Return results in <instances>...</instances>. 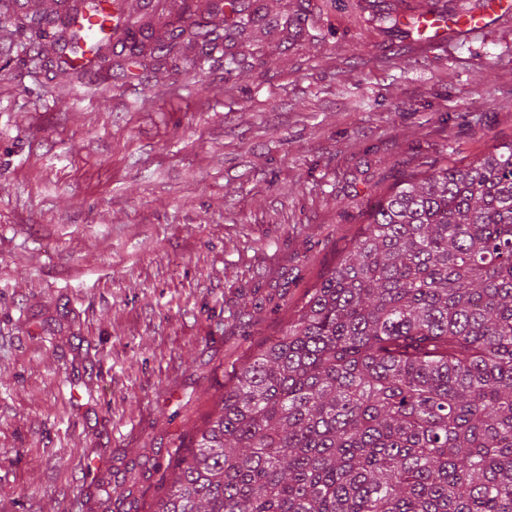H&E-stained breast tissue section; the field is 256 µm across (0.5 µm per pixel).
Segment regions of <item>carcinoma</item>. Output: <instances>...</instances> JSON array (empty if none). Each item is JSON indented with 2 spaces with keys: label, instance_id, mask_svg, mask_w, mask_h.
<instances>
[{
  "label": "carcinoma",
  "instance_id": "carcinoma-1",
  "mask_svg": "<svg viewBox=\"0 0 512 512\" xmlns=\"http://www.w3.org/2000/svg\"><path fill=\"white\" fill-rule=\"evenodd\" d=\"M179 29L154 50L238 66L255 23ZM101 50L117 17L101 0ZM389 32L404 22L376 14ZM22 27L59 43L43 15ZM74 51L89 42L68 23ZM156 512H512V143L424 171L372 207L353 248L275 342L236 367L169 464Z\"/></svg>",
  "mask_w": 512,
  "mask_h": 512
}]
</instances>
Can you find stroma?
Wrapping results in <instances>:
<instances>
[{"label": "stroma", "instance_id": "stroma-1", "mask_svg": "<svg viewBox=\"0 0 512 512\" xmlns=\"http://www.w3.org/2000/svg\"><path fill=\"white\" fill-rule=\"evenodd\" d=\"M217 0H121L157 37ZM198 72L115 34L99 69L36 56L0 0V512H153L234 366L282 335L372 206L512 142V10L426 48L428 0H250ZM407 47L408 62L391 61Z\"/></svg>", "mask_w": 512, "mask_h": 512}]
</instances>
